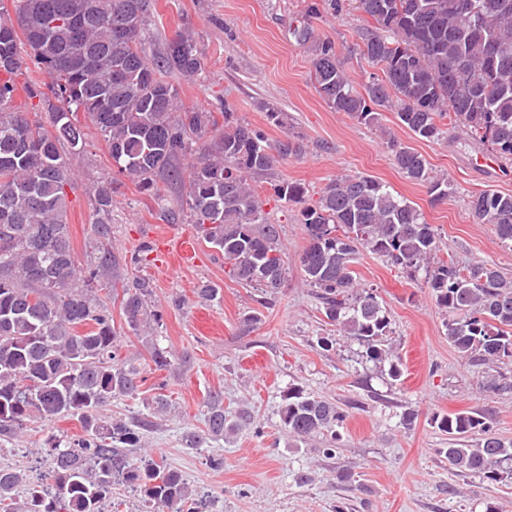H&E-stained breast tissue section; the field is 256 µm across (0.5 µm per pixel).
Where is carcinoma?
<instances>
[{"instance_id": "obj_1", "label": "carcinoma", "mask_w": 512, "mask_h": 512, "mask_svg": "<svg viewBox=\"0 0 512 512\" xmlns=\"http://www.w3.org/2000/svg\"><path fill=\"white\" fill-rule=\"evenodd\" d=\"M374 22L359 35L357 55L376 71L356 88L336 45L303 22L291 29L310 56L315 87L327 107L367 126L381 127L392 112L415 136L437 140L452 116L471 136L512 158V0H354ZM0 3V440L20 433L33 418H71L83 436L49 432L45 475L33 480L0 466V512H109L123 484L140 497L143 512H205L184 475L148 455L137 461L141 429L172 413L161 393L138 421L108 416L117 398L140 395L144 377L133 358L118 355L109 303L120 300L128 332L143 337L159 370L172 365L167 348L148 335L161 315L149 309L150 280L127 276L128 266L149 262L143 245L127 257L112 246L114 187H95L94 261L75 257L67 217L76 180L72 158L86 145L89 126L108 143L112 165L158 205L174 224L162 183L188 180L189 223L200 231L240 284L262 290L270 304L284 282L281 225L269 220L256 188L287 158L305 152L300 137L272 143L265 133L212 112L184 107L170 75L191 79L202 71L194 36L178 33L164 52H146L150 0H11ZM342 0L306 5V18L335 14ZM45 71L39 99L48 123L13 106L15 76L27 63ZM204 141L201 151L193 145ZM393 164L410 181L425 184L432 201L451 185L432 175L427 159L389 138ZM192 154L185 168L181 157ZM271 197L301 204L298 221L308 236L299 256L302 281L315 289L326 318L357 338L373 361L401 376L400 357L381 343L388 335L386 309L358 289L350 264L359 249L409 272H425L437 304L459 315L445 324L448 343L463 358L512 357V282L493 266L458 267L436 260L435 230L423 213L389 186L370 177L340 175L306 203L308 190L286 180L270 182ZM470 210L512 247V194L485 190ZM346 415L335 403L290 387L282 395L280 428L297 448L317 435L330 437ZM448 435L443 452L459 473L498 481L512 477V442L499 438L478 413L434 416ZM251 424L245 410L224 416L220 392L209 394L205 428L189 431L185 447L199 450ZM24 487V495L16 491Z\"/></svg>"}]
</instances>
